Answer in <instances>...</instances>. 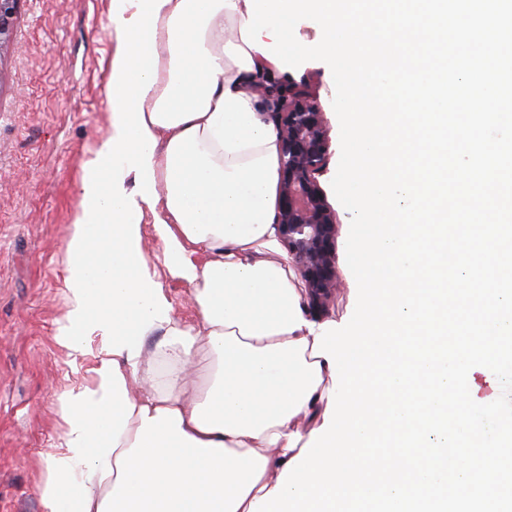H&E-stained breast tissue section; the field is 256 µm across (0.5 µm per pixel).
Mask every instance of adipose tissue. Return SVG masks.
Wrapping results in <instances>:
<instances>
[{
	"instance_id": "obj_1",
	"label": "adipose tissue",
	"mask_w": 512,
	"mask_h": 512,
	"mask_svg": "<svg viewBox=\"0 0 512 512\" xmlns=\"http://www.w3.org/2000/svg\"><path fill=\"white\" fill-rule=\"evenodd\" d=\"M247 18L245 0H110V123L82 167L55 336L92 355V380L57 397L48 512H248L324 422L330 363L280 247L279 134L253 90L274 64ZM147 212L192 320L144 250Z\"/></svg>"
}]
</instances>
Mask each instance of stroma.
Returning a JSON list of instances; mask_svg holds the SVG:
<instances>
[{
	"label": "stroma",
	"instance_id": "35a3bbf8",
	"mask_svg": "<svg viewBox=\"0 0 512 512\" xmlns=\"http://www.w3.org/2000/svg\"><path fill=\"white\" fill-rule=\"evenodd\" d=\"M109 2L20 0L12 42L0 52V512H46L47 455L64 430L56 396L89 380V357L69 354L54 336L66 309L64 250L82 166L109 125ZM267 82L304 88L329 128L318 181L338 224L341 288L327 316L340 322L356 295L346 261L349 214L331 188L341 154L333 77L325 62L310 60ZM142 236L177 317L192 319L188 286L161 264L152 217Z\"/></svg>",
	"mask_w": 512,
	"mask_h": 512
}]
</instances>
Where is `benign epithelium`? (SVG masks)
<instances>
[{
  "label": "benign epithelium",
  "mask_w": 512,
  "mask_h": 512,
  "mask_svg": "<svg viewBox=\"0 0 512 512\" xmlns=\"http://www.w3.org/2000/svg\"><path fill=\"white\" fill-rule=\"evenodd\" d=\"M20 0H0V51L10 43ZM280 132L277 227L313 314L327 310L339 290L334 242L336 216L316 175L329 158V134L318 106L291 88L263 90Z\"/></svg>",
  "instance_id": "benign-epithelium-1"
}]
</instances>
